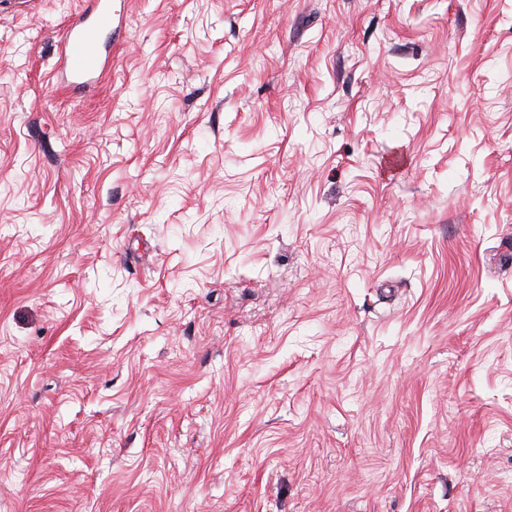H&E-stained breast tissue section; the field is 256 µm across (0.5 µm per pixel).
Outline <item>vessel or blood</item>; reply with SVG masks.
Returning a JSON list of instances; mask_svg holds the SVG:
<instances>
[{"mask_svg":"<svg viewBox=\"0 0 512 512\" xmlns=\"http://www.w3.org/2000/svg\"><path fill=\"white\" fill-rule=\"evenodd\" d=\"M113 23L112 0H96L92 11L68 24L61 49L60 78L64 83L85 86L103 78Z\"/></svg>","mask_w":512,"mask_h":512,"instance_id":"vessel-or-blood-1","label":"vessel or blood"}]
</instances>
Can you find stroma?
I'll return each mask as SVG.
<instances>
[{"label": "stroma", "instance_id": "obj_1", "mask_svg": "<svg viewBox=\"0 0 512 512\" xmlns=\"http://www.w3.org/2000/svg\"><path fill=\"white\" fill-rule=\"evenodd\" d=\"M112 2L0 0V512H512V0ZM113 23L112 0H96L92 11L68 24L61 41L60 78L64 83L85 86L103 78Z\"/></svg>", "mask_w": 512, "mask_h": 512}]
</instances>
